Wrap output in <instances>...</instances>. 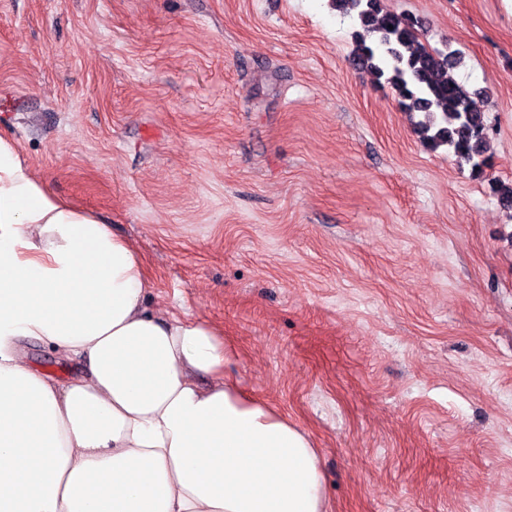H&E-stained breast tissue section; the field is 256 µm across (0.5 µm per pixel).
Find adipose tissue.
<instances>
[{
	"label": "adipose tissue",
	"instance_id": "obj_1",
	"mask_svg": "<svg viewBox=\"0 0 512 512\" xmlns=\"http://www.w3.org/2000/svg\"><path fill=\"white\" fill-rule=\"evenodd\" d=\"M149 291L139 253L0 137V512H325L307 437ZM24 339L80 371L35 369Z\"/></svg>",
	"mask_w": 512,
	"mask_h": 512
}]
</instances>
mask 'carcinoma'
<instances>
[{"instance_id": "carcinoma-1", "label": "carcinoma", "mask_w": 512, "mask_h": 512, "mask_svg": "<svg viewBox=\"0 0 512 512\" xmlns=\"http://www.w3.org/2000/svg\"><path fill=\"white\" fill-rule=\"evenodd\" d=\"M336 10L355 15L353 60L388 87L403 112L419 114L414 132L433 150L448 148L475 176L488 166L484 113L473 108L472 93L451 75L460 56L420 40L419 19L382 8L380 0H332ZM492 191L512 208V183L498 181Z\"/></svg>"}]
</instances>
